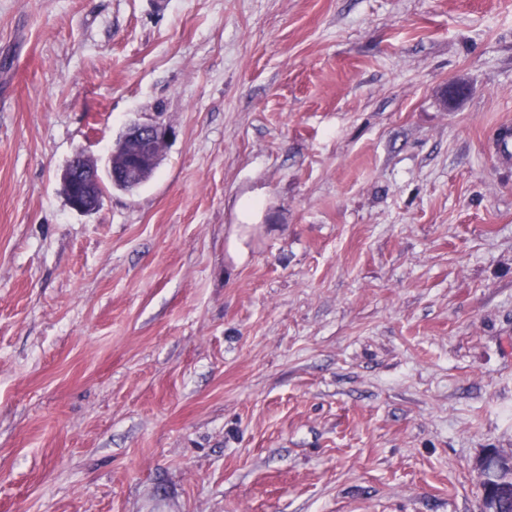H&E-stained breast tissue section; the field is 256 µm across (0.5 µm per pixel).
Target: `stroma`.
Returning <instances> with one entry per match:
<instances>
[{
	"label": "stroma",
	"mask_w": 512,
	"mask_h": 512,
	"mask_svg": "<svg viewBox=\"0 0 512 512\" xmlns=\"http://www.w3.org/2000/svg\"><path fill=\"white\" fill-rule=\"evenodd\" d=\"M507 128L512 0H0V512H479ZM174 134L171 127L161 123H134L124 132L123 144L127 164L119 168L112 164L108 171V178L112 180L133 181L140 176V173H147L157 163L159 152ZM112 186L126 190L120 182ZM101 182L99 169L85 156L79 165L66 167L61 175L68 205L78 213H91L98 208L100 199L95 196V191Z\"/></svg>",
	"instance_id": "35a3bbf8"
}]
</instances>
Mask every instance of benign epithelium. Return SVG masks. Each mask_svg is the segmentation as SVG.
<instances>
[{"label": "benign epithelium", "mask_w": 512, "mask_h": 512, "mask_svg": "<svg viewBox=\"0 0 512 512\" xmlns=\"http://www.w3.org/2000/svg\"><path fill=\"white\" fill-rule=\"evenodd\" d=\"M469 92L466 82L458 80L444 88L441 99L444 108L454 109L460 105ZM174 134L171 127L161 123H134L124 132L123 144L127 164L119 168L110 167L108 178L111 180L137 179L147 173L157 163L159 152ZM102 177L96 165L84 158L78 165L68 166L61 175L62 190L69 207L78 213L95 211L100 199L95 196L96 187ZM499 460H506L512 466V452L501 448H486L478 456L475 469L480 477V488H491L488 481L489 468Z\"/></svg>", "instance_id": "obj_1"}]
</instances>
